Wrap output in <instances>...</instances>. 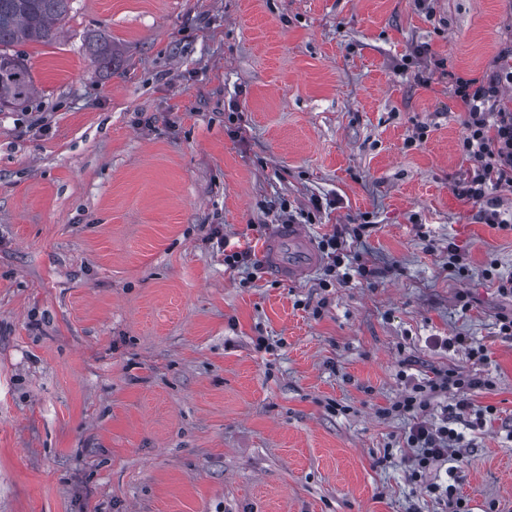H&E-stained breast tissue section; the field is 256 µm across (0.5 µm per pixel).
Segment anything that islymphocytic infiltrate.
I'll return each mask as SVG.
<instances>
[{
    "mask_svg": "<svg viewBox=\"0 0 512 512\" xmlns=\"http://www.w3.org/2000/svg\"><path fill=\"white\" fill-rule=\"evenodd\" d=\"M512 86V41L505 43L493 59L488 73L482 78L456 77L452 89L466 109L464 134L458 147L470 164L469 178L460 189L462 197L478 208V218L486 224L508 227L498 198L500 191L512 192V110L503 107L500 98L504 89ZM348 227L337 228L325 236L320 249L338 282H349L352 275L373 277L372 269L358 266L356 271L345 270ZM489 380L465 375L455 370H440L433 378L413 384L411 391L391 407L385 415L417 413L418 419L409 428L405 439L413 454L409 460L412 477L423 482L427 492L442 502L447 512H463L462 502L455 498L452 488H441L429 475L435 466L455 457L461 440L455 421L470 414L473 407L466 396L472 389L489 387ZM457 392L454 404L448 405L440 421L425 416L432 399L448 392Z\"/></svg>",
    "mask_w": 512,
    "mask_h": 512,
    "instance_id": "obj_1",
    "label": "lymphocytic infiltrate"
}]
</instances>
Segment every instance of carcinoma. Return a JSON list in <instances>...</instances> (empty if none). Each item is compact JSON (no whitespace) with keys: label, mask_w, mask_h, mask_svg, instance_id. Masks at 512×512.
Returning a JSON list of instances; mask_svg holds the SVG:
<instances>
[{"label":"carcinoma","mask_w":512,"mask_h":512,"mask_svg":"<svg viewBox=\"0 0 512 512\" xmlns=\"http://www.w3.org/2000/svg\"><path fill=\"white\" fill-rule=\"evenodd\" d=\"M71 0H0V110L19 107L33 94L34 84L25 59L13 51L22 42L50 43L56 23L65 18ZM96 62L112 61V42L95 35Z\"/></svg>","instance_id":"1"}]
</instances>
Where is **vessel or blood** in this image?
I'll use <instances>...</instances> for the list:
<instances>
[{
    "label": "vessel or blood",
    "mask_w": 512,
    "mask_h": 512,
    "mask_svg": "<svg viewBox=\"0 0 512 512\" xmlns=\"http://www.w3.org/2000/svg\"><path fill=\"white\" fill-rule=\"evenodd\" d=\"M265 257L271 275L288 283L303 281L320 262L311 237L297 224H280L273 229Z\"/></svg>",
    "instance_id": "vessel-or-blood-1"
}]
</instances>
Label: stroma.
Here are the masks:
<instances>
[{
	"label": "stroma",
	"instance_id": "1",
	"mask_svg": "<svg viewBox=\"0 0 512 512\" xmlns=\"http://www.w3.org/2000/svg\"><path fill=\"white\" fill-rule=\"evenodd\" d=\"M434 7L72 0L55 42L16 45L35 92L0 110V512H442L410 417L381 414L441 369L491 379L467 397L494 414L457 423L436 480L512 512V298L484 275H512V227L457 192L450 81L512 40V0ZM423 43L448 72L427 86L395 69ZM284 201L316 241L363 226L376 277L227 269L213 228L260 254Z\"/></svg>",
	"mask_w": 512,
	"mask_h": 512
}]
</instances>
